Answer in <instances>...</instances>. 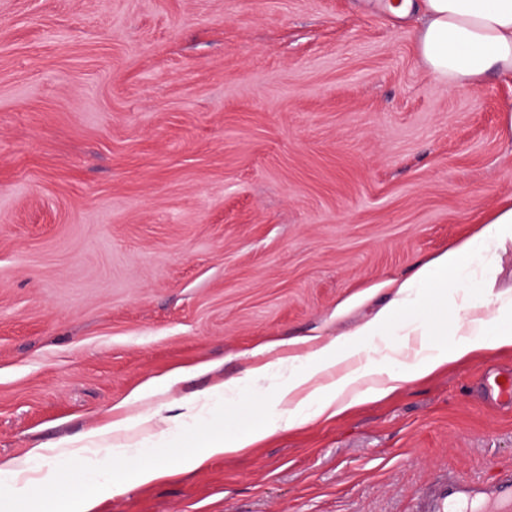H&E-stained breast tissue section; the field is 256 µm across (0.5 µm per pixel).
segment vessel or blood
Wrapping results in <instances>:
<instances>
[{
    "label": "vessel or blood",
    "mask_w": 512,
    "mask_h": 512,
    "mask_svg": "<svg viewBox=\"0 0 512 512\" xmlns=\"http://www.w3.org/2000/svg\"><path fill=\"white\" fill-rule=\"evenodd\" d=\"M416 512H512V472L482 482L439 475L418 498Z\"/></svg>",
    "instance_id": "vessel-or-blood-1"
}]
</instances>
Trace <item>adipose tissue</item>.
Masks as SVG:
<instances>
[{
  "label": "adipose tissue",
  "mask_w": 512,
  "mask_h": 512,
  "mask_svg": "<svg viewBox=\"0 0 512 512\" xmlns=\"http://www.w3.org/2000/svg\"><path fill=\"white\" fill-rule=\"evenodd\" d=\"M387 8L397 17L417 15L416 54L441 85L477 88L490 75L512 76V0H389ZM510 245L512 196L487 213L471 238L421 263L411 277L395 284L391 301L362 327L360 339L342 346L327 340L307 354L287 356L283 368L269 362L251 364L243 376L217 383L212 393L181 400L174 415L148 406L154 386L143 384L113 406L109 420L79 439L37 447L0 463V489L21 494L30 487H49L62 480L115 489L114 464L140 453L152 439L203 421L217 405L231 406L251 386L271 392L272 425L235 444L206 440L205 456L230 454L258 443L276 429L297 427L325 414L337 415L355 403V390L367 396L388 395L404 382L400 367L406 361H414L418 372L426 374L480 349L510 346L512 329L489 328L480 315V304L462 287L454 296L457 315L450 333L457 341L452 347L430 344L424 326L395 321L396 313L419 304L427 284L457 268L466 257L479 258L481 278L494 284L500 254ZM391 331L399 335V343H363L364 338Z\"/></svg>",
  "instance_id": "obj_1"
}]
</instances>
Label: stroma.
<instances>
[{
	"instance_id": "35a3bbf8",
	"label": "stroma",
	"mask_w": 512,
	"mask_h": 512,
	"mask_svg": "<svg viewBox=\"0 0 512 512\" xmlns=\"http://www.w3.org/2000/svg\"><path fill=\"white\" fill-rule=\"evenodd\" d=\"M386 0H0V462L75 438L141 384L169 408L347 341L391 282L512 196V79L439 85ZM442 286L399 321L453 342ZM486 349L185 472L267 424L245 389L118 463L90 512H412L440 470L512 469ZM159 468L150 484L134 482ZM60 482L0 496L55 512Z\"/></svg>"
}]
</instances>
